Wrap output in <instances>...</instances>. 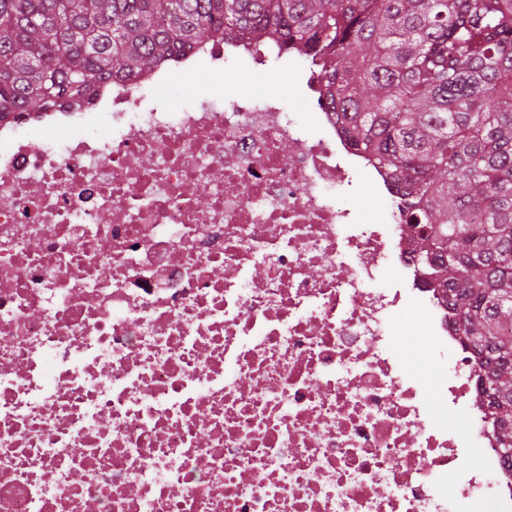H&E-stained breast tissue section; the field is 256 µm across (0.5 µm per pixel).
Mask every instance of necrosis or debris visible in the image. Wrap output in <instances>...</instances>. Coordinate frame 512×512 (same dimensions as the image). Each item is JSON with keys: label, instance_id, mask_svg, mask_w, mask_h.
<instances>
[{"label": "necrosis or debris", "instance_id": "obj_1", "mask_svg": "<svg viewBox=\"0 0 512 512\" xmlns=\"http://www.w3.org/2000/svg\"><path fill=\"white\" fill-rule=\"evenodd\" d=\"M273 57L311 60L218 39L0 120L5 512H512L475 354L323 82L298 86L312 134L270 95L170 107ZM358 173L384 223L341 204ZM408 303L454 370L407 373Z\"/></svg>", "mask_w": 512, "mask_h": 512}]
</instances>
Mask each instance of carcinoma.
Returning a JSON list of instances; mask_svg holds the SVG:
<instances>
[{
	"label": "carcinoma",
	"mask_w": 512,
	"mask_h": 512,
	"mask_svg": "<svg viewBox=\"0 0 512 512\" xmlns=\"http://www.w3.org/2000/svg\"><path fill=\"white\" fill-rule=\"evenodd\" d=\"M224 37L321 61L478 354L496 440H512V0H0V118Z\"/></svg>",
	"instance_id": "cac0c4a2"
}]
</instances>
